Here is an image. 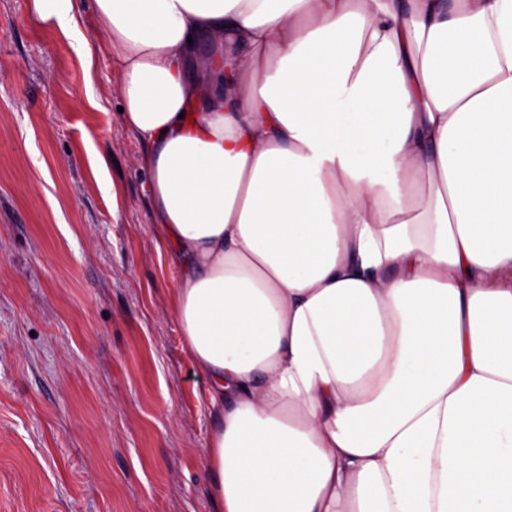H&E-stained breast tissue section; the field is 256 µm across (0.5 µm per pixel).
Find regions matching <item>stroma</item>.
<instances>
[{"instance_id": "obj_1", "label": "stroma", "mask_w": 512, "mask_h": 512, "mask_svg": "<svg viewBox=\"0 0 512 512\" xmlns=\"http://www.w3.org/2000/svg\"><path fill=\"white\" fill-rule=\"evenodd\" d=\"M91 0H0V512H216L144 146Z\"/></svg>"}]
</instances>
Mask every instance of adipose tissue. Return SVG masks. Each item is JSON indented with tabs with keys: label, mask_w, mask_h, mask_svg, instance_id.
I'll list each match as a JSON object with an SVG mask.
<instances>
[{
	"label": "adipose tissue",
	"mask_w": 512,
	"mask_h": 512,
	"mask_svg": "<svg viewBox=\"0 0 512 512\" xmlns=\"http://www.w3.org/2000/svg\"><path fill=\"white\" fill-rule=\"evenodd\" d=\"M218 512H512V0H93Z\"/></svg>",
	"instance_id": "1"
}]
</instances>
